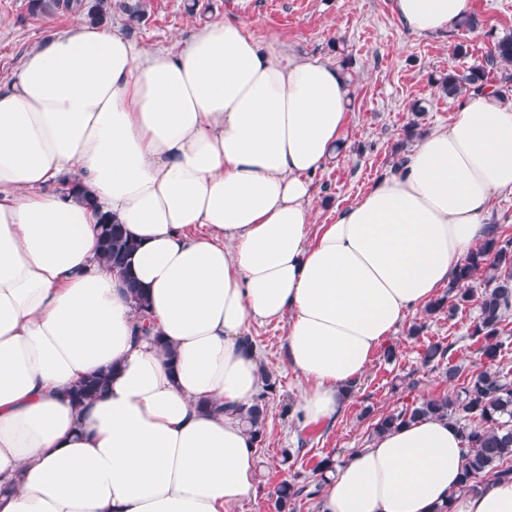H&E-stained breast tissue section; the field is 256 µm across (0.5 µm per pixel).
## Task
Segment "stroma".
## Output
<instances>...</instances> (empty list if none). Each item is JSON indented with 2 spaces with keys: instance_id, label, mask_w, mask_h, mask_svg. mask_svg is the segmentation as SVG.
<instances>
[{
  "instance_id": "obj_1",
  "label": "stroma",
  "mask_w": 512,
  "mask_h": 512,
  "mask_svg": "<svg viewBox=\"0 0 512 512\" xmlns=\"http://www.w3.org/2000/svg\"><path fill=\"white\" fill-rule=\"evenodd\" d=\"M146 16L129 25L113 11L110 26L127 29L129 37L147 47L178 49V40L198 23L246 13L248 30L257 39L279 38L298 52L315 53L334 61L349 59L353 112L344 147L335 163L315 179L312 202L316 223H330L337 207L353 202L373 181L408 152L404 128L417 122L419 132L448 123L459 104L439 90L436 81L451 71L483 63L494 37L512 34V0H473L476 29H453L447 36L428 38L410 34L391 8V0H144ZM71 13L59 10L44 17L31 13L28 0H0V86L8 84L24 55L49 35L64 33ZM464 53H457V45ZM423 101L427 111L415 116L411 105ZM478 314L476 303L459 309L455 317L418 313L391 337L395 359L376 352L336 421L300 427L288 412L299 390L285 359V324H252L250 335L259 348L260 364L277 380L266 406L264 440L258 445L256 501L234 512H271L270 495L286 476L298 484H315V466L322 458L344 461L373 439L372 426L382 416L415 400L453 391L442 370L422 369L419 354L427 343L450 345L451 364L472 373L481 366L468 329ZM419 335H412L413 327ZM415 388H407L408 379ZM299 450L295 464L283 463L284 449Z\"/></svg>"
}]
</instances>
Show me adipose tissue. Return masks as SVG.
Instances as JSON below:
<instances>
[{
  "instance_id": "obj_1",
  "label": "adipose tissue",
  "mask_w": 512,
  "mask_h": 512,
  "mask_svg": "<svg viewBox=\"0 0 512 512\" xmlns=\"http://www.w3.org/2000/svg\"><path fill=\"white\" fill-rule=\"evenodd\" d=\"M392 9L410 34L438 36L472 0ZM247 27L206 22L174 52L77 9L0 89V512L256 499L257 441L238 418L263 387L241 344L250 324H286L298 424L335 420L512 192V101L471 94L315 223L312 178L337 155L352 86ZM104 217L139 244L145 309L100 256ZM103 370V395L71 399ZM465 454L445 419L384 432L328 472L320 512H512V480L460 490Z\"/></svg>"
}]
</instances>
